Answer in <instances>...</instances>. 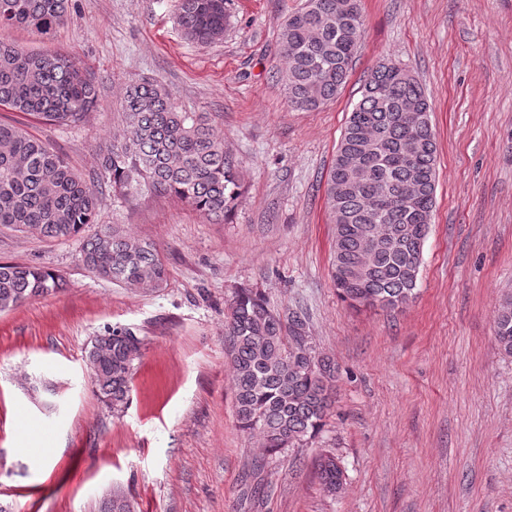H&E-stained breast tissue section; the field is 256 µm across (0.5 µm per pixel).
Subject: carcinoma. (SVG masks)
Here are the masks:
<instances>
[{
    "label": "carcinoma",
    "mask_w": 512,
    "mask_h": 512,
    "mask_svg": "<svg viewBox=\"0 0 512 512\" xmlns=\"http://www.w3.org/2000/svg\"><path fill=\"white\" fill-rule=\"evenodd\" d=\"M70 0H0V28L49 38L67 20ZM306 0L279 32L284 87L294 109L313 112L347 81L364 34L360 0ZM185 36L211 43L224 32V0H172ZM386 60L363 81L326 183L333 224L331 277L353 308L395 310L415 297L432 220L437 140L430 101L416 78L391 74ZM96 102L91 80L70 57L0 41V108L49 124L81 121ZM127 133L99 146L104 177L123 196L148 187L170 194L213 221H224L241 196L236 161L208 114L184 112L158 80L130 81L121 98ZM386 200L373 207L371 198ZM103 193L60 152L24 129L0 123V225L68 239L95 223ZM85 267L100 278L158 289L167 269L156 245L107 225L82 246ZM63 278L43 267L0 262V311L57 293ZM301 310L283 317L250 288L234 292L224 317V350L233 377L238 428L259 437L268 456L302 448L325 426L337 368L311 346ZM495 337L512 355V296L501 305ZM140 339L112 328L94 337L84 361L112 408L127 404ZM318 478L329 492L342 484L336 455L322 454ZM100 512H133L111 489Z\"/></svg>",
    "instance_id": "cac0c4a2"
}]
</instances>
